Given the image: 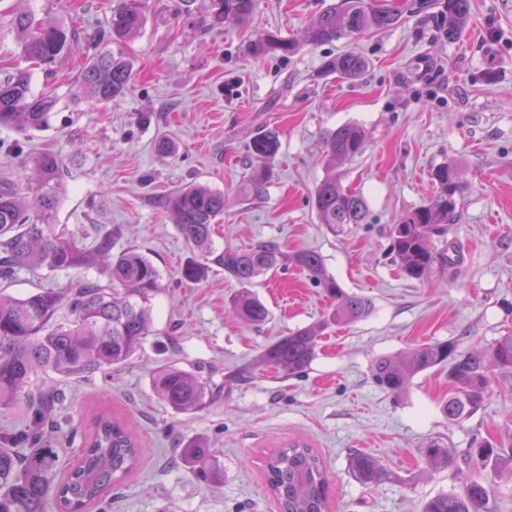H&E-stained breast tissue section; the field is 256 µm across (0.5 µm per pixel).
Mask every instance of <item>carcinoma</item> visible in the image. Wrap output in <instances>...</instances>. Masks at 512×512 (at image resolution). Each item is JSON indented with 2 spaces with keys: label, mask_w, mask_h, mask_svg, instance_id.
Masks as SVG:
<instances>
[{
  "label": "carcinoma",
  "mask_w": 512,
  "mask_h": 512,
  "mask_svg": "<svg viewBox=\"0 0 512 512\" xmlns=\"http://www.w3.org/2000/svg\"><path fill=\"white\" fill-rule=\"evenodd\" d=\"M255 2L210 0L213 22L228 17L244 22ZM405 6L415 13L436 10L440 33L450 42L460 36L471 10L470 0H405ZM400 19V9L385 8L376 0H337L298 37L261 35L249 45V54L286 57L301 44L317 47L370 30H387ZM146 20L144 0H119L108 25L86 37L53 16L37 19L21 13L14 17L13 25L23 54L47 75L58 59L82 51L85 61L73 80L71 100L109 103L124 97L132 85L133 66L124 46L141 33ZM367 67L363 56L346 51L325 62L324 72L353 79ZM57 104L53 91L32 90L28 70H18L0 81V125L39 130L47 125ZM366 144V131L353 123L324 136L327 171L313 194L320 223L365 222L366 198L343 187L335 163L361 155ZM279 148L274 130L251 140L253 193L260 195L265 190L266 162ZM34 169L35 178L22 188L8 179L0 181V282L11 283L23 269L83 268L99 271L107 283L83 278L63 292L45 288L23 297L0 291V411H10L20 400L26 401L23 425L0 432V512H47L52 498L58 512H85L89 504L98 506L99 512H109L112 488L142 459L138 441L119 418L109 412L98 413L84 438L79 465L57 483L55 437L59 423L53 408L64 399V392L52 384L36 392L25 388L40 371L54 373L66 382L98 373L110 375L130 362L151 335L152 299L160 292L161 275L150 258L134 248L113 252V233H99L83 244L67 227L56 224L65 163L57 153L45 151L35 158ZM431 176L434 193L390 228L392 260L415 279L429 274L438 262L446 267L454 264L448 254L435 250L433 241L447 235L448 225L456 220L463 187L452 163L438 165ZM164 207L185 240L198 251L183 265L182 279L195 283L210 268L223 269L240 286L233 311L243 322L258 326L269 316L267 307L247 285L290 263L305 271L333 301L323 321L265 347L257 364L272 367L287 378L299 377L312 360L316 338L323 329L334 323L356 322L371 313L372 301L343 292L327 274L321 256L313 251L290 253L275 240L248 249H213V224L224 215V193L208 184L194 182L176 190L165 198ZM63 309L68 312L64 318L60 317ZM438 366L448 367L452 386L441 411L449 422H461L479 408L491 374L512 377V333L499 337L487 350L467 354L457 353L453 341L417 346L397 356L377 358L371 373L380 387L398 394L415 375ZM152 387L166 406L185 414L203 409L220 393L195 372L168 363L157 367ZM180 453L203 481L215 483L224 477V467L208 438L184 441ZM423 455L433 470L458 467L453 450L437 441L429 443ZM468 457L474 467L489 471L493 478H512V449L485 442L469 449ZM349 470L363 484L385 476L379 463L361 451L350 454ZM264 473L280 512H329L326 472L306 443L292 441L276 449L266 458ZM491 500V483L473 477L461 490L429 499L424 512H493Z\"/></svg>",
  "instance_id": "cac0c4a2"
}]
</instances>
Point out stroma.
<instances>
[{
  "instance_id": "obj_1",
  "label": "stroma",
  "mask_w": 512,
  "mask_h": 512,
  "mask_svg": "<svg viewBox=\"0 0 512 512\" xmlns=\"http://www.w3.org/2000/svg\"><path fill=\"white\" fill-rule=\"evenodd\" d=\"M330 2L257 0L247 22L228 18L203 30L195 20L205 16L207 0H195L190 20L173 19L175 0H146L145 28L127 47L134 80L123 99L73 105L78 62L67 59L50 79L32 69L33 91L50 83L59 99L48 127L0 126V176L25 184L31 157L46 150L76 158L64 173L57 223L86 238L122 225L117 249H140L162 275L152 301L154 336L143 350L114 379L65 387L63 429L74 441L60 474L77 464L102 410L124 419L145 450L144 464L113 490L112 512H279L264 461L294 440L320 457L335 512H422L472 474L464 466L428 470L421 453L428 441L447 443L460 459L485 440L512 442V378L492 376L478 410L451 423L439 408L450 390L447 368L416 375L399 395L371 377L382 356L448 340L467 353L512 332V0H471L453 42L440 36L435 14L407 12L389 30L303 46L287 57L247 54L249 40L263 32L298 36ZM116 5L0 0V78L31 69L11 24L16 13H57L87 34L107 26ZM346 49L368 59L366 72L353 80L323 74L325 61ZM346 123L363 126L368 146L336 172L365 196L370 215L368 223L335 230L319 222L312 195L325 175L321 138ZM265 129L278 133L280 148L257 196L248 187V146ZM163 138L174 142L172 153L157 151ZM444 162L457 165L464 185L447 237L459 261L412 279L391 258L388 226L428 199L431 172ZM194 181L224 193L215 249L275 239L291 252L312 250L344 292L372 300L368 317L324 330L302 376L283 378L251 362L280 337L323 320L330 298L293 266L258 276L250 289L270 315L252 326L232 314L239 286L223 270L182 282L180 269L194 250L163 200ZM84 275L23 270L8 292L63 291ZM164 362L211 378L220 399L174 413L152 389ZM195 436L217 448L221 483L199 482L179 460L182 440ZM354 450L375 457L387 478L358 482L348 465Z\"/></svg>"
}]
</instances>
